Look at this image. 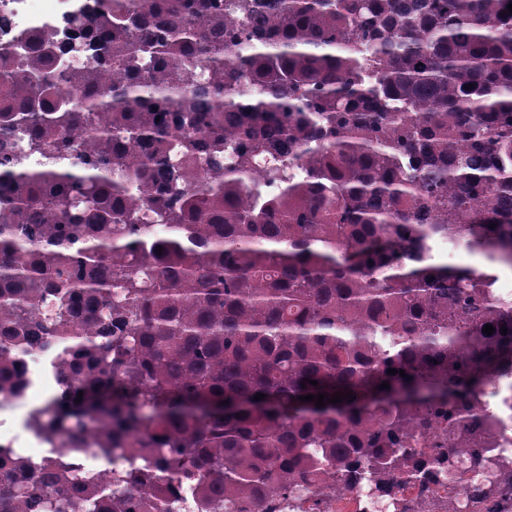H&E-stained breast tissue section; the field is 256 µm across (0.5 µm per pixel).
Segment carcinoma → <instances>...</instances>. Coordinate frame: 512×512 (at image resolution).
Returning <instances> with one entry per match:
<instances>
[{
    "instance_id": "carcinoma-1",
    "label": "carcinoma",
    "mask_w": 512,
    "mask_h": 512,
    "mask_svg": "<svg viewBox=\"0 0 512 512\" xmlns=\"http://www.w3.org/2000/svg\"><path fill=\"white\" fill-rule=\"evenodd\" d=\"M511 3L74 0L72 58L0 46V394L40 347L74 403L29 414L42 458L0 446V512L486 467L459 401L512 365V302L434 251L512 265ZM435 259L442 263L448 262V264H467L477 270L491 268L493 272L498 274L500 282H504V276L508 271L505 267L491 263L485 254L479 252L471 253L463 243L457 242L455 245L451 243L443 245L435 253Z\"/></svg>"
}]
</instances>
